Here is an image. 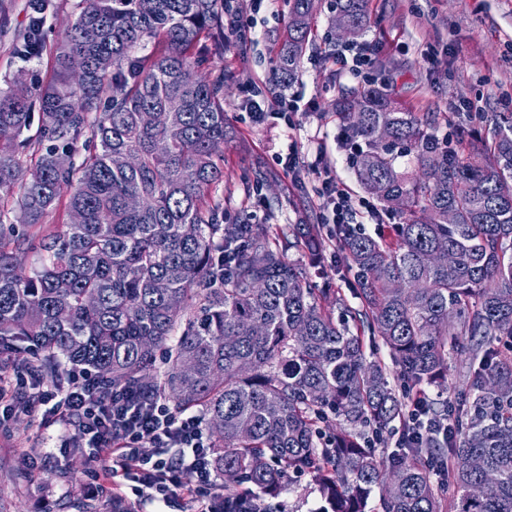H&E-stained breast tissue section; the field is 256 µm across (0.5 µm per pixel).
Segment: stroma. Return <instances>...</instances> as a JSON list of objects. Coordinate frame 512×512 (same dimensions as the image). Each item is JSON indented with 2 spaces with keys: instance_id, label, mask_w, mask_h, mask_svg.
<instances>
[{
  "instance_id": "35a3bbf8",
  "label": "stroma",
  "mask_w": 512,
  "mask_h": 512,
  "mask_svg": "<svg viewBox=\"0 0 512 512\" xmlns=\"http://www.w3.org/2000/svg\"><path fill=\"white\" fill-rule=\"evenodd\" d=\"M31 0H0V88L17 75L48 81L51 57L23 60L12 48L29 24ZM331 0H317V38L303 57L290 91L302 98L305 113L295 127L275 120L251 125L245 112V89L270 78L271 50L289 22L288 0H271L247 31V46L225 47L209 63L224 65V111L232 129L223 147L224 179L216 195L224 219L248 224H315L320 206L310 183L317 154L332 161L336 177L354 197H363L351 165V150L342 142L331 105L342 90L361 89L365 80L345 72L336 61L343 42L334 35ZM371 27L362 35L375 46L370 78L385 82L399 106L435 115V135L452 133L446 117L452 105L472 101L486 112H512V0H373ZM295 145L300 154L302 184H294L275 160ZM269 179L258 191L247 190L255 169ZM62 430L36 427L19 418L0 433V512H80L83 500L112 508L110 489H94L84 449L56 454ZM39 465L27 471L25 457ZM318 492L307 477L294 478L289 489L265 501L268 512H315Z\"/></svg>"
}]
</instances>
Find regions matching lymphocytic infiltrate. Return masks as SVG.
<instances>
[{
    "label": "lymphocytic infiltrate",
    "instance_id": "f902f5d3",
    "mask_svg": "<svg viewBox=\"0 0 512 512\" xmlns=\"http://www.w3.org/2000/svg\"><path fill=\"white\" fill-rule=\"evenodd\" d=\"M247 115L259 125L271 118L294 126L296 99L269 98L259 85L246 90ZM322 226L354 223L358 211L378 215L370 199H357L339 182L325 155L313 167ZM61 381H49L30 368L0 366V417L19 413L40 424L73 429V439L115 494L135 500L169 501L177 492L192 500L194 512H229L214 491L216 474L208 459L209 441L198 416L177 415L162 400L142 402L120 391L102 392L89 371L70 368Z\"/></svg>",
    "mask_w": 512,
    "mask_h": 512
}]
</instances>
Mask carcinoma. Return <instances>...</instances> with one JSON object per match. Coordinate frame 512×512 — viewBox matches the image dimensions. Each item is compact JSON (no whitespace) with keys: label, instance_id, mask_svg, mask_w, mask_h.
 Here are the masks:
<instances>
[{"label":"carcinoma","instance_id":"1","mask_svg":"<svg viewBox=\"0 0 512 512\" xmlns=\"http://www.w3.org/2000/svg\"><path fill=\"white\" fill-rule=\"evenodd\" d=\"M314 2L289 0L274 67L283 85L298 75ZM78 8L53 47L41 21L24 38L23 57L52 54L50 81L0 91V226L17 209L27 227L0 232V347L26 344L48 379L81 366L106 388L198 411L226 490L246 483L274 497L306 474L324 501L317 512H367L376 488L382 512H512V112H469L442 143L431 118L395 106L381 84L336 96L360 186L398 217L389 236L336 225L359 299L336 296V315L271 225L219 222L224 68H202L201 46L224 34V0ZM332 8L351 39L372 23L370 0ZM483 125L490 136L475 133ZM81 140L92 148L80 164L59 166ZM397 148L422 175L397 166ZM64 184L74 187L65 202ZM62 204L83 223L47 225ZM298 234L309 265H322L319 228ZM28 250L40 253L29 273L17 264ZM453 354L472 378L456 417L377 456L364 430L380 437L403 409L389 375L415 395L447 381Z\"/></svg>","mask_w":512,"mask_h":512}]
</instances>
